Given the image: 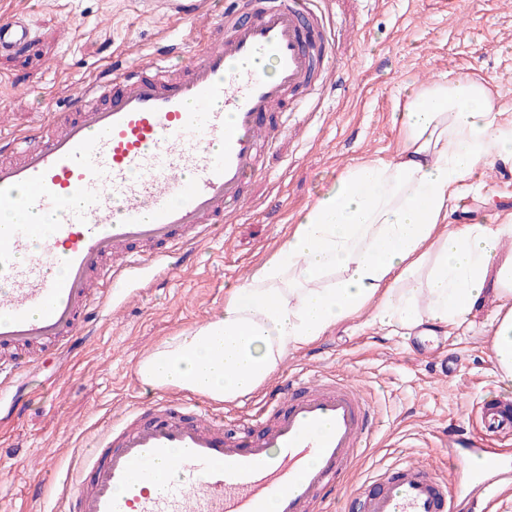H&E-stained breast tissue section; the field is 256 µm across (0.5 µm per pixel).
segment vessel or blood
Returning <instances> with one entry per match:
<instances>
[{"label": "vessel or blood", "instance_id": "1", "mask_svg": "<svg viewBox=\"0 0 512 512\" xmlns=\"http://www.w3.org/2000/svg\"><path fill=\"white\" fill-rule=\"evenodd\" d=\"M330 0H254L197 36L183 76L168 51L112 65L38 128L0 139V376L33 367L31 351L70 350L101 313L155 272L189 266L194 248L233 222L262 157L288 135V115L322 89ZM173 19L207 0H167ZM33 41L26 17L0 13V54ZM274 61L263 76L261 59ZM375 412L362 389L325 375L277 382L263 411L229 434L206 406L168 395L137 405L85 452L66 512H309L365 450ZM489 432L512 433V404L484 403ZM480 466L452 481L401 463L356 491L359 512H458L512 496V456L449 437ZM189 483L159 480L162 469Z\"/></svg>", "mask_w": 512, "mask_h": 512}]
</instances>
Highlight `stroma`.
I'll return each instance as SVG.
<instances>
[{"mask_svg":"<svg viewBox=\"0 0 512 512\" xmlns=\"http://www.w3.org/2000/svg\"><path fill=\"white\" fill-rule=\"evenodd\" d=\"M332 0L326 84L266 157L267 175L249 184L250 203L195 250L192 266L163 274L100 317L84 347L43 357L0 391V512H65L71 459L150 392L132 373L166 339L204 323L224 291L249 275L287 236L299 213L337 173L390 156L393 115L404 89L441 77L487 79L512 115V0ZM25 14L36 36L29 50L0 58V105L8 132L38 124L49 106L95 80L116 47L150 56L169 30L203 29L169 20L162 0H0ZM452 224H484L512 213V161L477 168ZM489 327L460 326L429 339L388 336L352 319L289 354L281 375L336 374L359 384L376 407L366 458L344 474L335 495L311 512H349L350 493L392 463L420 460L448 468L451 425L479 428L487 399L512 403L491 353Z\"/></svg>","mask_w":512,"mask_h":512,"instance_id":"stroma-1","label":"stroma"}]
</instances>
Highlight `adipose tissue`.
Masks as SVG:
<instances>
[{
    "mask_svg": "<svg viewBox=\"0 0 512 512\" xmlns=\"http://www.w3.org/2000/svg\"><path fill=\"white\" fill-rule=\"evenodd\" d=\"M394 122L396 153L341 171L278 250L226 289L218 316L138 362L142 383L232 403L345 320L408 336L471 322L491 291V350L512 388V220L448 222L478 166L512 160V121L485 81L463 76L414 90Z\"/></svg>",
    "mask_w": 512,
    "mask_h": 512,
    "instance_id": "ef3b65f1",
    "label": "adipose tissue"
}]
</instances>
